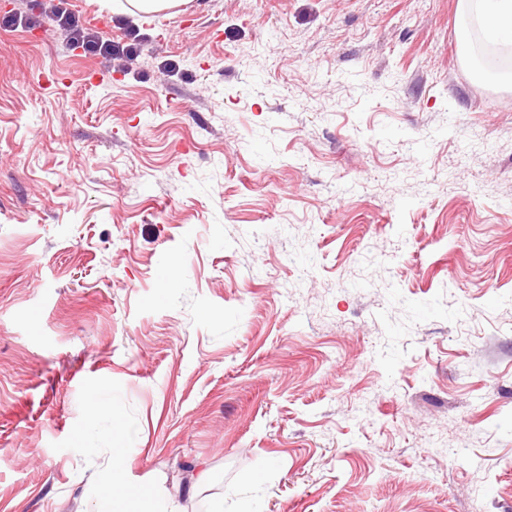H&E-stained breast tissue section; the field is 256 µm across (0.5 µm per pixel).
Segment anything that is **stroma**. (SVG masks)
<instances>
[{
    "instance_id": "stroma-1",
    "label": "stroma",
    "mask_w": 512,
    "mask_h": 512,
    "mask_svg": "<svg viewBox=\"0 0 512 512\" xmlns=\"http://www.w3.org/2000/svg\"><path fill=\"white\" fill-rule=\"evenodd\" d=\"M459 29L0 0V512H104L116 422L186 512H512V64Z\"/></svg>"
}]
</instances>
